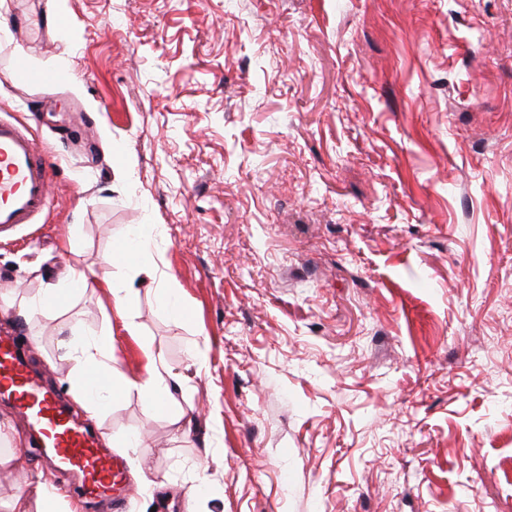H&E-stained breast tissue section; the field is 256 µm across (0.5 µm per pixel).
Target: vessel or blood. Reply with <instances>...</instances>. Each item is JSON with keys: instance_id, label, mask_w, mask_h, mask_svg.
<instances>
[{"instance_id": "1", "label": "vessel or blood", "mask_w": 512, "mask_h": 512, "mask_svg": "<svg viewBox=\"0 0 512 512\" xmlns=\"http://www.w3.org/2000/svg\"><path fill=\"white\" fill-rule=\"evenodd\" d=\"M54 178V165L32 129L0 115V234L49 213ZM0 390L44 438L52 460L79 477L85 496L122 512L129 497L122 462L70 415L58 393L44 390L31 376L22 345L9 336H0Z\"/></svg>"}]
</instances>
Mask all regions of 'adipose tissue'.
I'll return each instance as SVG.
<instances>
[{
    "label": "adipose tissue",
    "instance_id": "1",
    "mask_svg": "<svg viewBox=\"0 0 512 512\" xmlns=\"http://www.w3.org/2000/svg\"><path fill=\"white\" fill-rule=\"evenodd\" d=\"M87 287L110 289L116 314L130 334H137L138 325L128 310V289L114 287L106 273L90 266L73 268L66 287L45 289L28 303L27 310L33 313L60 308L66 299ZM111 351L112 333L104 329L84 337L69 352L72 379L83 406L95 412L101 403L134 394L147 412L166 409L173 387L180 385L181 380L168 364L162 348L150 342L146 343L145 352L149 366L145 374L138 377L127 376L116 368L112 363ZM91 369L98 373L101 381L100 388L93 394L86 388V373Z\"/></svg>",
    "mask_w": 512,
    "mask_h": 512
}]
</instances>
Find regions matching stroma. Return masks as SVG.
<instances>
[{
    "instance_id": "1",
    "label": "stroma",
    "mask_w": 512,
    "mask_h": 512,
    "mask_svg": "<svg viewBox=\"0 0 512 512\" xmlns=\"http://www.w3.org/2000/svg\"><path fill=\"white\" fill-rule=\"evenodd\" d=\"M2 112L36 115L56 178L0 240V336L67 400L72 323L184 380L167 413L77 414L118 442L127 512H512V0H0ZM148 225L110 268L154 273L138 335L103 288L21 316ZM0 420V504L72 483Z\"/></svg>"
}]
</instances>
